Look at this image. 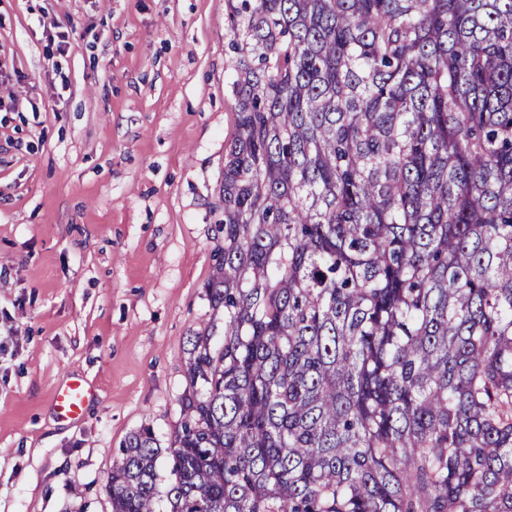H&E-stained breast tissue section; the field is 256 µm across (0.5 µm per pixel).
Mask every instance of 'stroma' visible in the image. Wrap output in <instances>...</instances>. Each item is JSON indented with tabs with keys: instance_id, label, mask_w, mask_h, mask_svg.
I'll return each instance as SVG.
<instances>
[{
	"instance_id": "obj_1",
	"label": "stroma",
	"mask_w": 512,
	"mask_h": 512,
	"mask_svg": "<svg viewBox=\"0 0 512 512\" xmlns=\"http://www.w3.org/2000/svg\"><path fill=\"white\" fill-rule=\"evenodd\" d=\"M225 13L0 0V512H112L124 440L174 439L235 133ZM74 373L94 397L63 420Z\"/></svg>"
}]
</instances>
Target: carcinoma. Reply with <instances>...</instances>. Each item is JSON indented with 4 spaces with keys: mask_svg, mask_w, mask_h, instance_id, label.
Instances as JSON below:
<instances>
[{
    "mask_svg": "<svg viewBox=\"0 0 512 512\" xmlns=\"http://www.w3.org/2000/svg\"><path fill=\"white\" fill-rule=\"evenodd\" d=\"M227 4L224 335L112 512H512V0Z\"/></svg>",
    "mask_w": 512,
    "mask_h": 512,
    "instance_id": "cac0c4a2",
    "label": "carcinoma"
}]
</instances>
